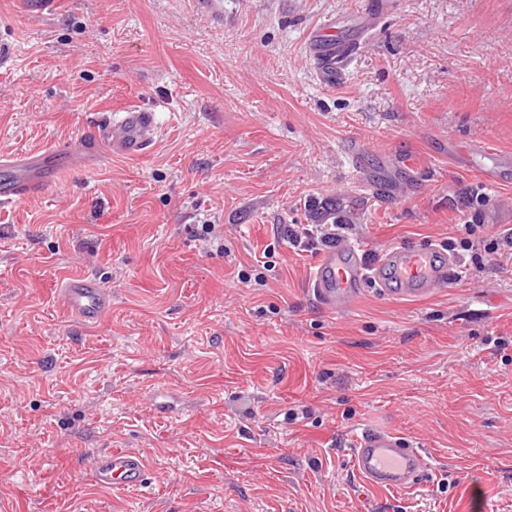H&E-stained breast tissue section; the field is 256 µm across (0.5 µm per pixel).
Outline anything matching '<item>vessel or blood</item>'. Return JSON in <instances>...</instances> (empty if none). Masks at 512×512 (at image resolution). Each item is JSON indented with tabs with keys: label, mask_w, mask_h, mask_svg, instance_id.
<instances>
[{
	"label": "vessel or blood",
	"mask_w": 512,
	"mask_h": 512,
	"mask_svg": "<svg viewBox=\"0 0 512 512\" xmlns=\"http://www.w3.org/2000/svg\"><path fill=\"white\" fill-rule=\"evenodd\" d=\"M319 78L327 85L342 77L355 47L339 35L335 22L322 24L310 41ZM158 127L154 112L132 108L108 118L98 137L112 153L138 157L154 145ZM91 149L80 141L62 148L30 153H1L0 205L9 206L41 194L67 170L88 165ZM454 261L441 248L392 246L377 258H368L363 247L342 242L323 252L309 282L314 298L325 308L341 312L371 284L392 298L416 299L447 287ZM59 295L64 309L82 324H100L112 309V293L90 275L60 277ZM355 473L373 490L403 491L412 488L429 468L426 453L403 435L364 429L352 440ZM148 467L142 455L114 450L97 456L93 474L98 485L122 490L144 486Z\"/></svg>",
	"instance_id": "vessel-or-blood-1"
}]
</instances>
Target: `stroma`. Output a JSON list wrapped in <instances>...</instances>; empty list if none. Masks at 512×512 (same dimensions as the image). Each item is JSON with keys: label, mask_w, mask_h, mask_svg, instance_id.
<instances>
[{"label": "stroma", "mask_w": 512, "mask_h": 512, "mask_svg": "<svg viewBox=\"0 0 512 512\" xmlns=\"http://www.w3.org/2000/svg\"><path fill=\"white\" fill-rule=\"evenodd\" d=\"M20 2L0 0V153L95 143L130 106L160 133L0 208V512H512V254L461 247L512 225V170L457 158L512 154V0ZM331 17L362 46L327 86L308 44ZM348 196L343 240L432 244L459 275L320 306L319 254L285 229ZM63 274L111 290L101 324L64 310ZM366 427L426 452L413 488L355 477ZM113 448L143 488L96 484Z\"/></svg>", "instance_id": "1"}]
</instances>
